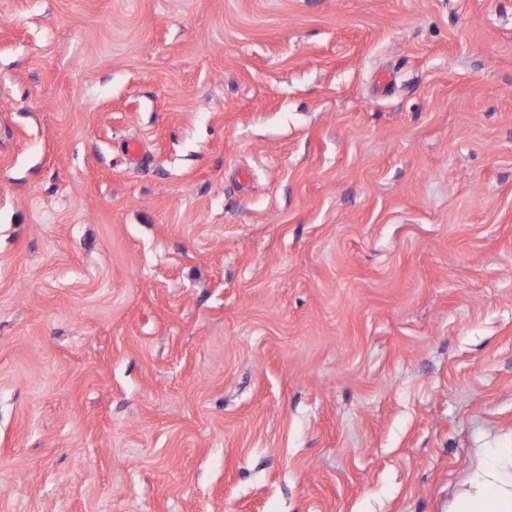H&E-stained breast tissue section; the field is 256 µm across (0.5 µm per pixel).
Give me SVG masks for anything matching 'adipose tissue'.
<instances>
[{
  "label": "adipose tissue",
  "mask_w": 512,
  "mask_h": 512,
  "mask_svg": "<svg viewBox=\"0 0 512 512\" xmlns=\"http://www.w3.org/2000/svg\"><path fill=\"white\" fill-rule=\"evenodd\" d=\"M473 486V492L454 500L450 512H512V448L480 465Z\"/></svg>",
  "instance_id": "obj_1"
}]
</instances>
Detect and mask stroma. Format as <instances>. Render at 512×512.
Returning <instances> with one entry per match:
<instances>
[{
  "mask_svg": "<svg viewBox=\"0 0 512 512\" xmlns=\"http://www.w3.org/2000/svg\"><path fill=\"white\" fill-rule=\"evenodd\" d=\"M501 448L512 0H0V512H448Z\"/></svg>",
  "mask_w": 512,
  "mask_h": 512,
  "instance_id": "stroma-1",
  "label": "stroma"
}]
</instances>
